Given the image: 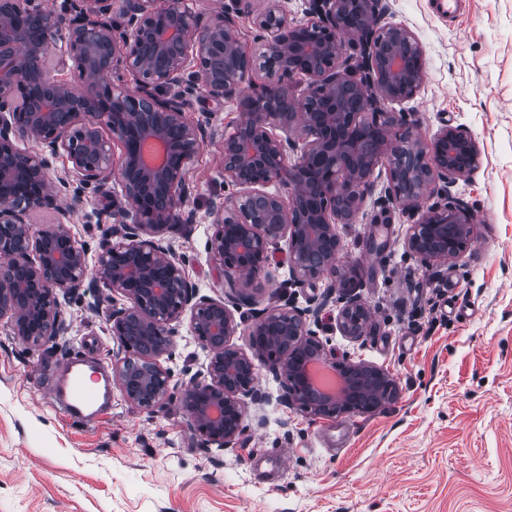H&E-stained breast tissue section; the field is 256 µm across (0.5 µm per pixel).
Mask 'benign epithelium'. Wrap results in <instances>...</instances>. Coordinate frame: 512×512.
<instances>
[{
	"mask_svg": "<svg viewBox=\"0 0 512 512\" xmlns=\"http://www.w3.org/2000/svg\"><path fill=\"white\" fill-rule=\"evenodd\" d=\"M306 2L297 21L288 0H72L68 15L41 0H0V321L35 345L67 334L65 306L84 287L87 249L68 227L74 207L60 199L77 203L80 187L111 180L120 148L123 202L112 206L119 228L96 265L97 281L126 300L110 317L112 381L149 413L179 391L190 433L206 448H235L249 407L267 401L261 365L279 382V401L310 417L371 414L397 400L388 371L336 357L311 328L316 313L288 299L253 319L251 354L232 343L241 327L235 310L253 300L247 287L267 276L281 240L293 285L336 274V222L349 223L374 192L381 164L387 182L376 203L415 217L407 248L421 264L458 259L474 235L468 204L451 192L479 168L474 135L445 125L424 140L404 113L382 109L413 98L424 79L411 32L382 23L383 0H357L354 11L351 0ZM114 7L119 31L108 19ZM253 11L257 57L243 50L236 26ZM67 67L71 78L55 75ZM120 72L134 78L138 96L109 80ZM295 76L308 80L300 97L289 84ZM196 101H230L238 112L221 145L224 183L236 192L209 212L208 252L229 286L219 299L201 295L165 246L178 225L196 221L190 173L210 120L206 109L203 119L186 120ZM59 157L70 163L61 173ZM436 182L443 198L425 208L423 191ZM272 184L286 192L266 191ZM36 212H53L56 222L36 228ZM340 287L339 329L370 334L372 310L351 293V280ZM186 316L208 363L175 382L160 359ZM312 361L337 373L339 392L311 389Z\"/></svg>",
	"mask_w": 512,
	"mask_h": 512,
	"instance_id": "1",
	"label": "benign epithelium"
}]
</instances>
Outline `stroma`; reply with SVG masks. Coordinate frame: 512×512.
Segmentation results:
<instances>
[{
    "label": "stroma",
    "mask_w": 512,
    "mask_h": 512,
    "mask_svg": "<svg viewBox=\"0 0 512 512\" xmlns=\"http://www.w3.org/2000/svg\"><path fill=\"white\" fill-rule=\"evenodd\" d=\"M386 23L410 30L425 78L410 100L387 103L433 136L442 125L470 131L481 148L473 179L453 191L476 231L457 261L422 265L410 256L408 216L381 215L366 197L338 225L345 262L359 261V295L378 311L373 332L354 339L337 327L338 300L324 283L289 286L287 244L256 296L321 307L315 331L328 348L383 367L397 402L373 413L311 419L282 405L280 385L261 373L264 404L250 407L241 445L206 449L192 440L177 401L149 414L112 392L90 422L50 400L54 374L70 357L112 366L118 344L112 294L99 287L66 308L69 332L31 346L0 323V512H512V0H386ZM236 106L215 110L190 179L195 223L167 242L202 295L224 294L206 245L213 199L231 194L220 144ZM119 178L85 186L71 229L96 257L112 229ZM208 354L181 325L162 359L174 380L204 369ZM263 426H256L255 417Z\"/></svg>",
    "instance_id": "obj_1"
}]
</instances>
